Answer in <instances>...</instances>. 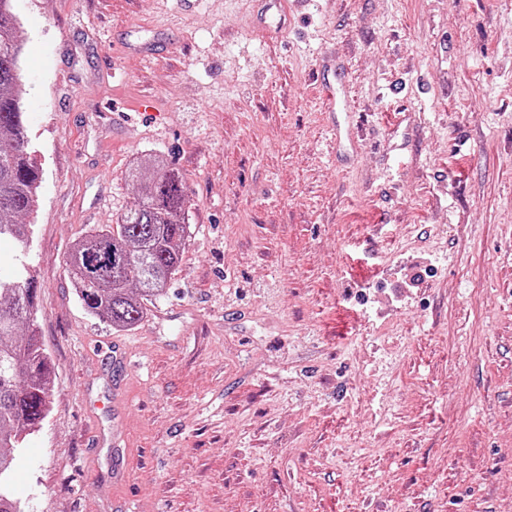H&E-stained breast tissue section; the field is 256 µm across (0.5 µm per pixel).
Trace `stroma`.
Instances as JSON below:
<instances>
[{
  "label": "stroma",
  "mask_w": 512,
  "mask_h": 512,
  "mask_svg": "<svg viewBox=\"0 0 512 512\" xmlns=\"http://www.w3.org/2000/svg\"><path fill=\"white\" fill-rule=\"evenodd\" d=\"M17 9L41 191L0 274L54 365L23 512H512V0H288L281 39L257 0ZM157 157L189 235L118 331L67 260Z\"/></svg>",
  "instance_id": "stroma-1"
}]
</instances>
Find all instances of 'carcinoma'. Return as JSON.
Wrapping results in <instances>:
<instances>
[{"label": "carcinoma", "mask_w": 512, "mask_h": 512, "mask_svg": "<svg viewBox=\"0 0 512 512\" xmlns=\"http://www.w3.org/2000/svg\"><path fill=\"white\" fill-rule=\"evenodd\" d=\"M18 28L15 0H0V238L11 237L25 249L33 237L25 218L36 206L40 176L27 159L19 108L26 89ZM129 177L139 189L137 203L115 223L87 232L69 258L85 310L119 330L137 326L146 315L145 302L177 275L189 228V199L178 170L157 159L151 176L137 164ZM37 312V287L28 273L0 278V477L10 475L21 435L49 412L53 366L41 363L45 348Z\"/></svg>", "instance_id": "cac0c4a2"}]
</instances>
